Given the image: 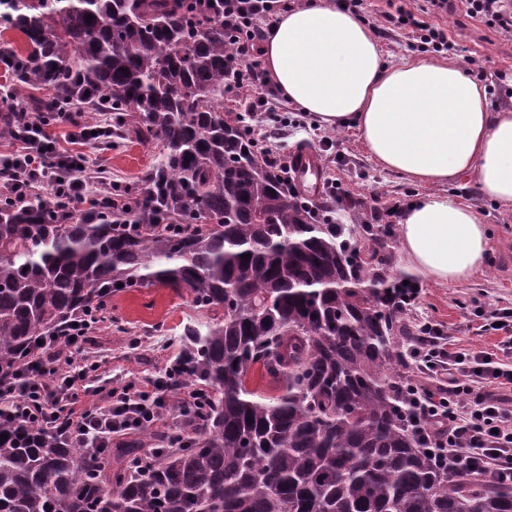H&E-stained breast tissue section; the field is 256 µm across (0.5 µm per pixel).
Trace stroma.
I'll return each mask as SVG.
<instances>
[{"instance_id": "obj_1", "label": "stroma", "mask_w": 512, "mask_h": 512, "mask_svg": "<svg viewBox=\"0 0 512 512\" xmlns=\"http://www.w3.org/2000/svg\"><path fill=\"white\" fill-rule=\"evenodd\" d=\"M422 0H364L362 14L377 38L388 63L419 55V39L411 28L391 25L385 14L398 8L417 9ZM429 23L447 31L454 44L448 59L464 62L472 58L483 71L490 90L492 108L512 106V33L468 17L457 8L432 15ZM285 126L276 141L281 159H288L301 144H314L316 137L333 140L331 155L321 157L324 179L340 180L352 196L363 203L361 211L337 205L334 223L351 224L356 217L370 219L372 211L391 203L408 205L423 189L396 173L384 170L365 150L355 128L312 129ZM161 142L122 140L109 149L82 146L85 163L95 175L106 177L119 187H145L146 174L162 152ZM445 192L471 204L491 231L485 267L462 283L435 284L418 278L419 295L412 316L441 324L443 336L452 344L475 350H490L501 340L497 331H485L474 315L476 306L486 310L512 308V211H506L481 197L472 178L445 185ZM187 293L162 286L133 288L112 298L107 317L95 324L90 358L98 367L101 385L118 389L127 382H146L162 376L179 353L178 338L185 325L205 320Z\"/></svg>"}]
</instances>
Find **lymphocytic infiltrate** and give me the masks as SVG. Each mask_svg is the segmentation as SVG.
<instances>
[{"mask_svg":"<svg viewBox=\"0 0 512 512\" xmlns=\"http://www.w3.org/2000/svg\"><path fill=\"white\" fill-rule=\"evenodd\" d=\"M427 13L439 14L462 4L468 16L512 31V0H427ZM280 0H224V26L233 48L234 64L224 83L225 94L238 98L251 120L249 132L288 191H295L288 168L275 157L261 113L277 98L259 61V49L277 22ZM55 121L26 108L15 111L21 129L12 150L0 152V175H8L6 199L25 200L42 187L66 206L94 216L112 200L110 183L95 185L83 168L82 145L110 140L112 129L78 123L80 105L55 101ZM68 123L69 141L52 131L53 123ZM491 322L504 337L499 352L445 347L436 324L421 323L408 356L425 383L412 384L407 417L437 465L449 474L482 477L512 485V310L497 309ZM93 326L79 320L64 336L47 342L40 361L27 366L18 382L0 384V413L21 411L27 422L45 431L63 430L70 441L104 453L115 439L137 431H154L166 422L172 407L201 405L207 394L188 383L176 370L152 380L150 388L135 383L110 391L107 406H85L92 395L90 366L82 362L91 344Z\"/></svg>","mask_w":512,"mask_h":512,"instance_id":"obj_1","label":"lymphocytic infiltrate"}]
</instances>
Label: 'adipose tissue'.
<instances>
[{
  "mask_svg": "<svg viewBox=\"0 0 512 512\" xmlns=\"http://www.w3.org/2000/svg\"><path fill=\"white\" fill-rule=\"evenodd\" d=\"M262 59L288 101L329 128H356L380 166L423 187L400 220L416 272L448 284L484 268L487 224L441 187L470 176L482 196L512 210V110H492L484 86L449 59L385 63L372 31L334 0L282 12Z\"/></svg>",
  "mask_w": 512,
  "mask_h": 512,
  "instance_id": "ef3b65f1",
  "label": "adipose tissue"
}]
</instances>
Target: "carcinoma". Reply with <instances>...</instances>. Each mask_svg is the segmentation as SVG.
I'll return each instance as SVG.
<instances>
[{
    "label": "carcinoma",
    "mask_w": 512,
    "mask_h": 512,
    "mask_svg": "<svg viewBox=\"0 0 512 512\" xmlns=\"http://www.w3.org/2000/svg\"><path fill=\"white\" fill-rule=\"evenodd\" d=\"M0 0V137L27 86L115 113L116 134L156 138L141 193L91 224L34 197L0 200V377L38 341L112 295L160 284L214 314L185 328L177 365L208 389L194 433L140 434L106 469L59 433L0 420V512H512V487L452 479L403 418L400 338L387 296L390 240L318 219L291 196L224 108L233 65L224 0ZM92 16V23L86 22ZM249 255V260L241 255ZM257 364L277 384L247 386Z\"/></svg>",
    "instance_id": "1"
}]
</instances>
